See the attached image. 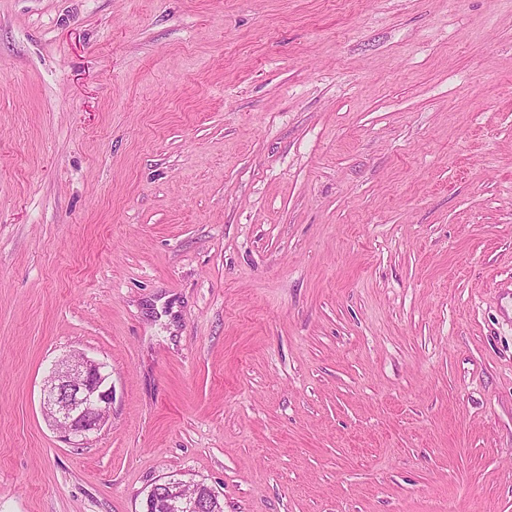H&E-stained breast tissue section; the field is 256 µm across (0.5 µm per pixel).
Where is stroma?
<instances>
[{"label": "stroma", "mask_w": 512, "mask_h": 512, "mask_svg": "<svg viewBox=\"0 0 512 512\" xmlns=\"http://www.w3.org/2000/svg\"><path fill=\"white\" fill-rule=\"evenodd\" d=\"M170 478L512 512V0H0V512ZM110 376L105 363L76 353L51 370L43 389L44 413L69 444H83L105 424L112 408Z\"/></svg>", "instance_id": "obj_1"}]
</instances>
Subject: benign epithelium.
<instances>
[{
	"label": "benign epithelium",
	"mask_w": 512,
	"mask_h": 512,
	"mask_svg": "<svg viewBox=\"0 0 512 512\" xmlns=\"http://www.w3.org/2000/svg\"><path fill=\"white\" fill-rule=\"evenodd\" d=\"M43 408L65 441L81 445L105 424L112 408V382L107 365L82 354H69L51 370L44 385ZM216 497L211 488L168 479L154 485L146 512H208L206 502Z\"/></svg>",
	"instance_id": "obj_1"
}]
</instances>
